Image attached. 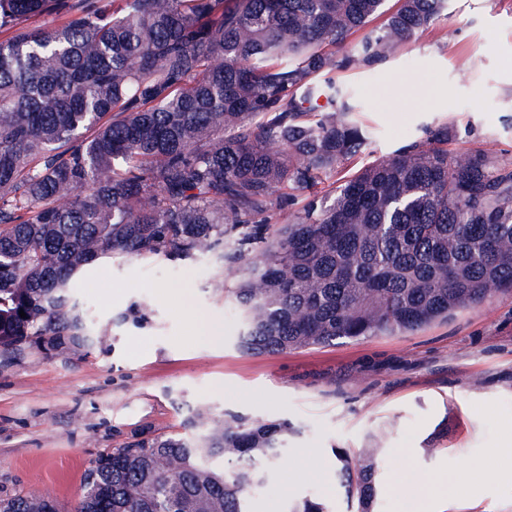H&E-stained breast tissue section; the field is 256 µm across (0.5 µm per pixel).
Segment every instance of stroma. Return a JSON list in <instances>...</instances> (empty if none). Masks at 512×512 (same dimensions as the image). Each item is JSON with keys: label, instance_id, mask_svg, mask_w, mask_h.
<instances>
[{"label": "stroma", "instance_id": "obj_1", "mask_svg": "<svg viewBox=\"0 0 512 512\" xmlns=\"http://www.w3.org/2000/svg\"><path fill=\"white\" fill-rule=\"evenodd\" d=\"M335 79L369 137L344 173L441 125L450 153L481 150L512 167V0H448L433 27ZM222 270L204 253L79 273L72 296L99 342L0 362V498L48 492L72 512L100 452L227 412L296 429L250 512L306 498L354 512L335 452L374 446L373 512H512V293L403 336L257 357L236 346ZM139 304L145 320L122 322ZM458 472L467 479L454 501L430 496L434 478Z\"/></svg>", "mask_w": 512, "mask_h": 512}]
</instances>
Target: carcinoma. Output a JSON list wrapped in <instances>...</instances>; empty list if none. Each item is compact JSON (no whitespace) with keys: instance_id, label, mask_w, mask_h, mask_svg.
I'll return each mask as SVG.
<instances>
[{"instance_id":"carcinoma-1","label":"carcinoma","mask_w":512,"mask_h":512,"mask_svg":"<svg viewBox=\"0 0 512 512\" xmlns=\"http://www.w3.org/2000/svg\"><path fill=\"white\" fill-rule=\"evenodd\" d=\"M446 0H0V357L75 354L95 332L70 282L101 259L223 250L253 356L397 336L512 292V170L448 153V127L314 194L366 146L316 77L376 63ZM45 18L31 27L27 22ZM357 54L337 58L371 21ZM24 311L22 318L19 311ZM100 454L74 512H250L295 432L192 418ZM357 512L373 449L337 451ZM227 456L238 465L224 468ZM0 512H60L47 493Z\"/></svg>"}]
</instances>
